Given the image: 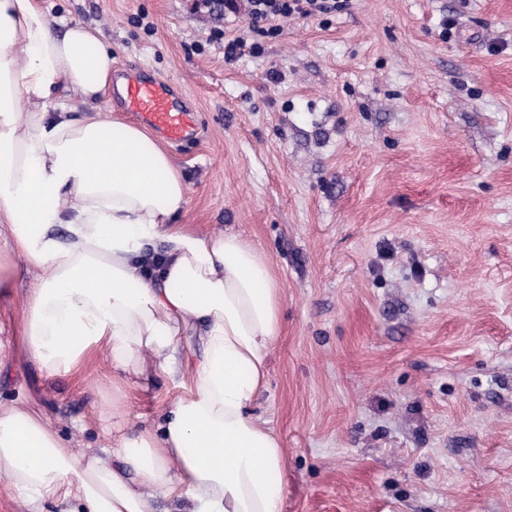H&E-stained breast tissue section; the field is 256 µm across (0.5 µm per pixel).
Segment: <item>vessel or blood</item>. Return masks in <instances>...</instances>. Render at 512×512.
<instances>
[{
	"label": "vessel or blood",
	"mask_w": 512,
	"mask_h": 512,
	"mask_svg": "<svg viewBox=\"0 0 512 512\" xmlns=\"http://www.w3.org/2000/svg\"><path fill=\"white\" fill-rule=\"evenodd\" d=\"M112 103L135 114L143 125L171 143L185 144L196 131L194 110L181 105L175 91L164 81L147 73L114 66Z\"/></svg>",
	"instance_id": "vessel-or-blood-1"
}]
</instances>
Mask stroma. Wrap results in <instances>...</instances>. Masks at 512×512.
<instances>
[{
	"instance_id": "1",
	"label": "stroma",
	"mask_w": 512,
	"mask_h": 512,
	"mask_svg": "<svg viewBox=\"0 0 512 512\" xmlns=\"http://www.w3.org/2000/svg\"><path fill=\"white\" fill-rule=\"evenodd\" d=\"M44 3L184 91L177 223L245 234L281 281L253 409L283 512H512V0H347L273 38L195 0ZM237 38L261 52L225 59ZM36 282L0 249V400L97 449L182 395L161 375L116 416L110 360L48 376L23 340Z\"/></svg>"
}]
</instances>
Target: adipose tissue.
<instances>
[{
	"label": "adipose tissue",
	"mask_w": 512,
	"mask_h": 512,
	"mask_svg": "<svg viewBox=\"0 0 512 512\" xmlns=\"http://www.w3.org/2000/svg\"><path fill=\"white\" fill-rule=\"evenodd\" d=\"M115 61L96 28L39 0H0V245L39 270L24 341L47 375L112 361L129 377L173 373L198 341L182 396L156 425L76 454L50 419L0 401V475L29 512H282L281 440L252 404L281 332L282 288L239 233L175 223L188 189L157 138L119 113L61 99L105 94Z\"/></svg>",
	"instance_id": "1"
}]
</instances>
